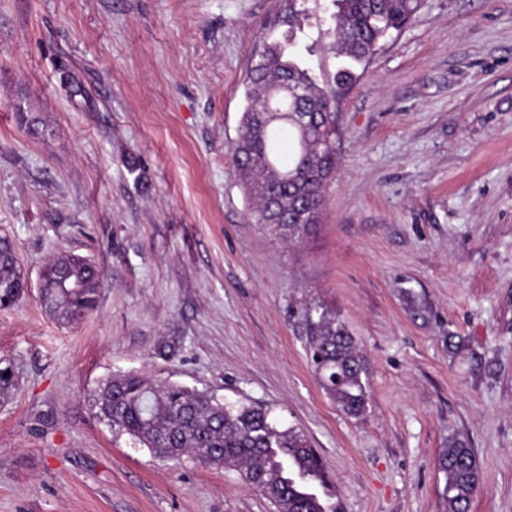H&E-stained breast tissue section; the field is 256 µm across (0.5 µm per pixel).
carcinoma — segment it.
Segmentation results:
<instances>
[{
    "instance_id": "cac0c4a2",
    "label": "carcinoma",
    "mask_w": 512,
    "mask_h": 512,
    "mask_svg": "<svg viewBox=\"0 0 512 512\" xmlns=\"http://www.w3.org/2000/svg\"><path fill=\"white\" fill-rule=\"evenodd\" d=\"M330 49L352 63L375 55L380 42L407 26L424 0H333ZM288 39L263 45L244 77L246 107L233 145L245 193L248 219L266 224L282 240L296 244L322 223L325 190L340 163L336 124L337 88L354 79L342 68L334 88L318 85L309 68L294 59ZM67 95L87 99L84 85L64 70ZM45 309L68 323L92 310L100 274L86 260L62 254L42 271ZM24 277L13 243L0 237V302L24 293ZM298 317L307 352L326 396L349 417L368 405L361 348L346 324L328 306L311 301ZM341 375V381L332 379ZM16 386L11 362L0 359V396ZM95 405L112 430L129 435L162 461L187 456L207 467L233 470L253 485L274 512H336L330 503L324 463L303 434L280 428L269 411L253 405L216 401L213 396L138 375L115 376L99 388ZM446 474L448 512H469L480 487V466L465 440L452 438L439 457Z\"/></svg>"
}]
</instances>
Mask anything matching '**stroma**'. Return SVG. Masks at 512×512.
<instances>
[{
	"label": "stroma",
	"mask_w": 512,
	"mask_h": 512,
	"mask_svg": "<svg viewBox=\"0 0 512 512\" xmlns=\"http://www.w3.org/2000/svg\"><path fill=\"white\" fill-rule=\"evenodd\" d=\"M284 4L0 0V236L29 285L0 308L18 378L0 399V512H270L237 472L113 431L93 394L116 374L267 408L317 448L337 512H448L453 437L480 465L470 512H512V0H426L356 66L324 219L297 245L247 223L232 152L264 41L295 30L323 85L342 64L332 0L292 28ZM63 253L102 272L68 324L39 300ZM313 300L361 347L363 417L308 360L296 312Z\"/></svg>",
	"instance_id": "obj_1"
}]
</instances>
